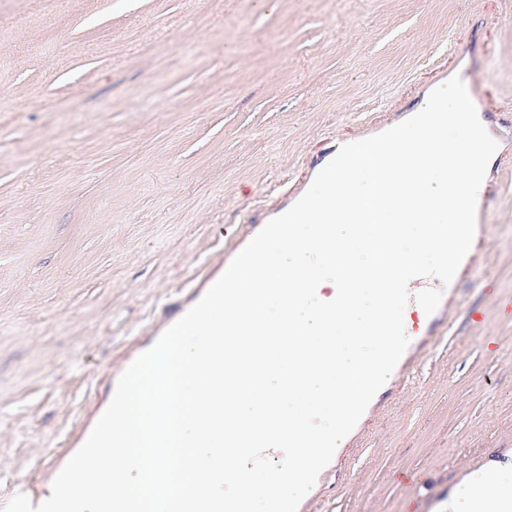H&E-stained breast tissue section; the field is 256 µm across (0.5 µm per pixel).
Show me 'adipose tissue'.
Returning <instances> with one entry per match:
<instances>
[{"label": "adipose tissue", "mask_w": 512, "mask_h": 512, "mask_svg": "<svg viewBox=\"0 0 512 512\" xmlns=\"http://www.w3.org/2000/svg\"><path fill=\"white\" fill-rule=\"evenodd\" d=\"M470 494L449 498L448 512H512V460L492 461L484 468L465 473Z\"/></svg>", "instance_id": "adipose-tissue-1"}]
</instances>
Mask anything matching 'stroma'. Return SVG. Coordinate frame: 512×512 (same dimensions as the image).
<instances>
[{"label":"stroma","instance_id":"obj_1","mask_svg":"<svg viewBox=\"0 0 512 512\" xmlns=\"http://www.w3.org/2000/svg\"><path fill=\"white\" fill-rule=\"evenodd\" d=\"M446 74L479 78L506 145L489 238L325 512H439L512 452V0H0V496L65 452L235 222Z\"/></svg>","mask_w":512,"mask_h":512}]
</instances>
